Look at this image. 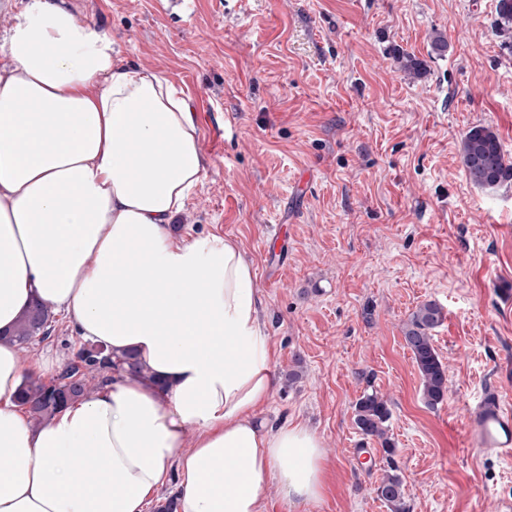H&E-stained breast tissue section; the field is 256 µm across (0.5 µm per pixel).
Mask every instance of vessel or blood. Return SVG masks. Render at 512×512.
<instances>
[{
    "label": "vessel or blood",
    "instance_id": "b4317fda",
    "mask_svg": "<svg viewBox=\"0 0 512 512\" xmlns=\"http://www.w3.org/2000/svg\"><path fill=\"white\" fill-rule=\"evenodd\" d=\"M470 447L484 454L512 458V404L497 387L482 389L464 421Z\"/></svg>",
    "mask_w": 512,
    "mask_h": 512
}]
</instances>
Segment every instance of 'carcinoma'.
<instances>
[{
  "instance_id": "1",
  "label": "carcinoma",
  "mask_w": 512,
  "mask_h": 512,
  "mask_svg": "<svg viewBox=\"0 0 512 512\" xmlns=\"http://www.w3.org/2000/svg\"><path fill=\"white\" fill-rule=\"evenodd\" d=\"M497 16L503 33H509L512 30V0H498ZM461 157L470 179L480 186L493 188L502 180L512 177V165L506 164L499 138L488 127L476 126L469 130L462 142ZM441 320L440 306L435 302H427L413 313L411 325L405 333L406 344L412 352L421 378L423 398L432 407L442 402L447 392L445 368L431 336V331ZM51 332L49 325L39 327L33 312L29 310L19 318L9 340L22 345L35 338L48 339ZM113 367L144 380L154 381L153 374L144 369L133 354L116 357L109 349L99 355L93 343L87 347L81 346L74 353L59 379L83 377L89 369L108 371ZM21 400L29 406L30 418L37 424L46 422L56 412L55 405L49 399L48 384L41 380H28L22 388ZM390 417L386 401L374 392L363 394L355 405V424L365 436L384 437ZM376 493L387 504L390 512H408L399 475L386 474L378 484Z\"/></svg>"
}]
</instances>
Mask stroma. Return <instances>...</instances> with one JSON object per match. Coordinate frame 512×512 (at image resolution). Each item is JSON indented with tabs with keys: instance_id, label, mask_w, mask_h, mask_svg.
Listing matches in <instances>:
<instances>
[{
	"instance_id": "35a3bbf8",
	"label": "stroma",
	"mask_w": 512,
	"mask_h": 512,
	"mask_svg": "<svg viewBox=\"0 0 512 512\" xmlns=\"http://www.w3.org/2000/svg\"><path fill=\"white\" fill-rule=\"evenodd\" d=\"M76 2L120 58L186 90L204 173L172 229L241 244L275 358L259 416L322 442L323 497L287 504L274 479L265 512H389L375 488L391 468L409 512H512V459L463 431L484 385L512 396V180L477 186L461 160L481 125L512 164L497 0H194L187 17L155 0ZM428 301L448 378L433 407L404 341ZM51 321L19 354L59 373L82 340ZM372 390L391 411L383 440L354 423ZM360 445L376 454L354 468Z\"/></svg>"
}]
</instances>
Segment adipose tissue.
<instances>
[{"mask_svg": "<svg viewBox=\"0 0 512 512\" xmlns=\"http://www.w3.org/2000/svg\"><path fill=\"white\" fill-rule=\"evenodd\" d=\"M198 135L184 89L68 0H19L0 41V333L38 302L156 380L117 373L35 427L18 393L50 367L1 341L0 512H147L175 468L178 512H264L271 479L322 498L320 438L256 421L276 376L241 245L171 231L203 180Z\"/></svg>", "mask_w": 512, "mask_h": 512, "instance_id": "adipose-tissue-1", "label": "adipose tissue"}]
</instances>
